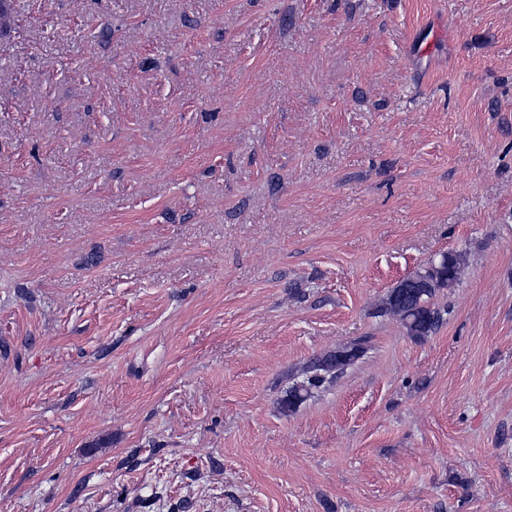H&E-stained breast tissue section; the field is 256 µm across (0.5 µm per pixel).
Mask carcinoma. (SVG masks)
Masks as SVG:
<instances>
[{
  "mask_svg": "<svg viewBox=\"0 0 512 512\" xmlns=\"http://www.w3.org/2000/svg\"><path fill=\"white\" fill-rule=\"evenodd\" d=\"M17 0H0V38H10L13 33ZM461 255L445 253L429 262L413 274L420 287L412 289L399 298L389 293L380 307V312L400 321L409 336L421 339L437 330L443 320L442 311L435 307L433 299L445 289L453 288L460 274ZM362 353L358 344L345 345L325 355L309 360L300 373V379L293 382L278 401L282 413L297 410L314 391L336 381L343 369Z\"/></svg>",
  "mask_w": 512,
  "mask_h": 512,
  "instance_id": "1",
  "label": "carcinoma"
}]
</instances>
